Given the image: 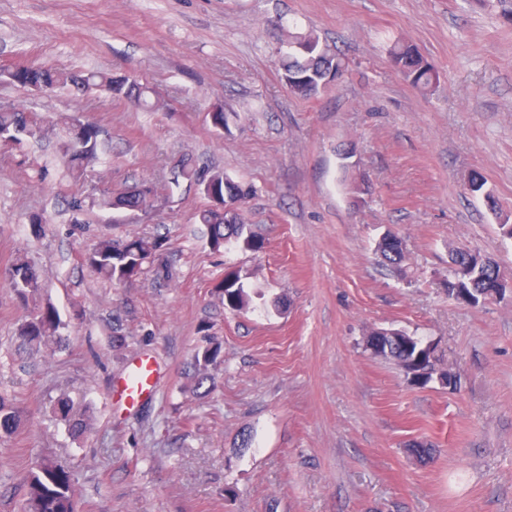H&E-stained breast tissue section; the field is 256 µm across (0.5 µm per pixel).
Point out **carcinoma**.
Here are the masks:
<instances>
[{
	"label": "carcinoma",
	"instance_id": "cac0c4a2",
	"mask_svg": "<svg viewBox=\"0 0 512 512\" xmlns=\"http://www.w3.org/2000/svg\"><path fill=\"white\" fill-rule=\"evenodd\" d=\"M392 64L404 75L411 86L422 93L432 91L437 83L438 72L417 49L407 41L398 40L390 49ZM282 80L288 93L300 98L311 99L320 95L330 86L334 78L341 79L345 62L338 53L320 45L311 35L288 36V52L282 59ZM17 86L39 85L46 88L71 86L84 91H102L117 101H128L138 106L162 109L164 100L145 82L130 84L120 75L102 70L70 71L17 64L0 72V83ZM42 127L34 113L23 105H12L0 109V142L19 144L26 138L41 136ZM104 130L94 122L73 120L69 137L61 145V152L70 174L78 181L86 180L88 167L98 160L104 145ZM191 186L202 184L199 193L208 205L199 209L197 222L205 225L208 244L218 250L231 243L242 245L250 251L262 249V241L246 224L243 205L252 195L253 188L235 182L224 176L220 170L204 171L188 161L180 164L174 172L171 184ZM487 181L481 174H475L469 182V190L485 198L495 212L499 223L512 222V215L502 211L494 196L486 189ZM238 202L235 211L224 208L225 197ZM156 203L155 189L141 194L135 189L107 193L99 200V206L126 218L134 213L151 209ZM377 251L389 264L397 265L404 259V244L401 237L388 232L377 243ZM84 264L99 277L113 283L124 284L135 280L144 273L152 274L158 283L170 284L176 280V269L171 257L168 239L164 237L122 238L101 236L93 248L86 253ZM500 274L499 266L479 254L472 256L467 271L457 278L456 271L448 276V287L464 288L470 304L477 305L486 299L489 285ZM7 284L16 302L28 310L17 328V339L29 349L47 347L55 342L61 321L51 305L29 308L30 301L38 292L39 276L35 265L24 258H17L7 270ZM217 290L224 298V308L233 312L246 310L250 303L239 273L225 276ZM123 320L120 315L112 318V348L121 350L127 343ZM365 349L376 356L392 360L412 381H418L417 372H425L424 381L436 377H448L432 362L424 345L416 337L401 329L387 331L377 337L375 345L365 344ZM224 362L223 344L213 337L204 338V345L198 347L191 362L194 388L199 390L211 380L210 371ZM55 419L68 424L74 435L84 434L89 427V416L76 413L70 399L62 394L51 404ZM19 424V408L14 398L0 394V438L15 433ZM21 512H78L74 478L70 470L49 460L33 463L25 483V492L20 505Z\"/></svg>",
	"mask_w": 512,
	"mask_h": 512
}]
</instances>
